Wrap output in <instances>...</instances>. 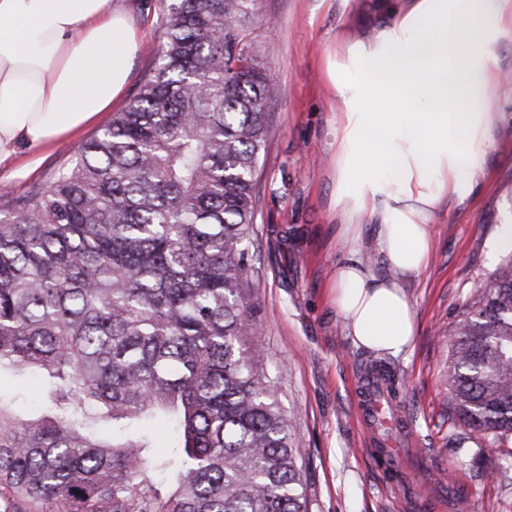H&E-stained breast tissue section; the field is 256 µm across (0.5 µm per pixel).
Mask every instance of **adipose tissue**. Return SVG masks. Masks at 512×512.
Segmentation results:
<instances>
[{"label": "adipose tissue", "mask_w": 512, "mask_h": 512, "mask_svg": "<svg viewBox=\"0 0 512 512\" xmlns=\"http://www.w3.org/2000/svg\"><path fill=\"white\" fill-rule=\"evenodd\" d=\"M373 40L329 62L336 115V206L344 240L364 221L392 275L348 258L335 304L355 345L399 356L415 321L398 278L426 266L442 200L464 202L493 141L490 48L512 31V0H384ZM141 41L109 0H0V165L95 121L122 94Z\"/></svg>", "instance_id": "ef3b65f1"}]
</instances>
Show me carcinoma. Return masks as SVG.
Wrapping results in <instances>:
<instances>
[{"mask_svg":"<svg viewBox=\"0 0 512 512\" xmlns=\"http://www.w3.org/2000/svg\"><path fill=\"white\" fill-rule=\"evenodd\" d=\"M252 0H162L137 95L44 187L0 209V512H309L302 449L243 293L273 90ZM452 330L448 405L512 437V238ZM168 422L156 454L144 422ZM1 391L13 399L15 410L24 415H30L37 409L42 390L40 385L32 380L25 385H19L14 376L8 372L1 373Z\"/></svg>","mask_w":512,"mask_h":512,"instance_id":"carcinoma-1","label":"carcinoma"}]
</instances>
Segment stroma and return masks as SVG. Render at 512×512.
Returning a JSON list of instances; mask_svg holds the SVG:
<instances>
[{
    "instance_id": "obj_1",
    "label": "stroma",
    "mask_w": 512,
    "mask_h": 512,
    "mask_svg": "<svg viewBox=\"0 0 512 512\" xmlns=\"http://www.w3.org/2000/svg\"><path fill=\"white\" fill-rule=\"evenodd\" d=\"M139 30L122 97L77 137L34 149L38 168L11 176L0 166V207L27 196L70 166L80 142L111 122L138 93L163 36L160 0H110ZM254 40L276 84L267 102L269 136L259 160L256 249L247 290L260 331L252 338L297 444L310 512H512V479L478 452L479 433L462 445L448 408L450 330L508 251L512 238V96H494V144L483 177L465 204L445 200L432 227L430 259L400 277L417 333L411 349L387 357L398 386L399 419L374 426L366 410L374 352L346 336L333 302L336 267L349 251L369 257L374 227L348 244L334 199V132L340 103L326 75L338 44L373 38L382 24L373 0H254ZM273 17L274 32L261 21ZM403 452L394 455L392 445Z\"/></svg>"
}]
</instances>
